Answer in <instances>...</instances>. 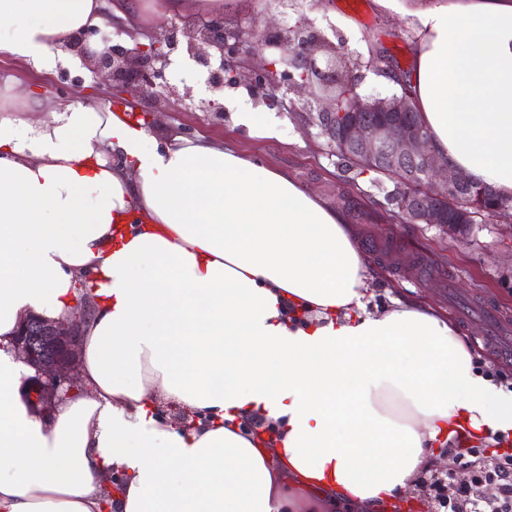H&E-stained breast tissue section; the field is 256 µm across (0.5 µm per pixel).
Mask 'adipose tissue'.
Here are the masks:
<instances>
[{
  "label": "adipose tissue",
  "mask_w": 512,
  "mask_h": 512,
  "mask_svg": "<svg viewBox=\"0 0 512 512\" xmlns=\"http://www.w3.org/2000/svg\"><path fill=\"white\" fill-rule=\"evenodd\" d=\"M407 87L431 152L512 198V0L417 15ZM100 0H0V53L53 70ZM0 117V512H381L439 439L512 429V392L433 310L368 313L347 217L205 140L30 95ZM91 313L81 379L51 416L21 395L19 315ZM171 401L200 414L181 428ZM261 414L273 443L244 431ZM123 488L107 498L113 474Z\"/></svg>",
  "instance_id": "obj_1"
}]
</instances>
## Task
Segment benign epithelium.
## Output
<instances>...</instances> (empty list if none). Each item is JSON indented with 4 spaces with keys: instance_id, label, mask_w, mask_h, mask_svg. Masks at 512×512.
Instances as JSON below:
<instances>
[{
    "instance_id": "benign-epithelium-1",
    "label": "benign epithelium",
    "mask_w": 512,
    "mask_h": 512,
    "mask_svg": "<svg viewBox=\"0 0 512 512\" xmlns=\"http://www.w3.org/2000/svg\"><path fill=\"white\" fill-rule=\"evenodd\" d=\"M108 23L116 35L126 34L130 43L115 44L110 36L96 38L100 28L95 25L72 33L64 49L76 55L98 83L109 85L115 104L128 97L176 93L164 76L175 53L206 68L208 84L218 93L224 92V75L234 83L246 69L254 104L270 107L277 101V92H291L302 98L311 124L330 147L352 148L399 174L408 188L391 203L412 223L441 224L448 234L460 236L467 230L465 215L462 210L448 209L450 192L466 191L475 205L492 199L491 188L448 171L430 152L424 128L409 120L415 108L408 97L391 101L356 95L339 104L334 95L327 99L318 95L316 86L330 91L342 75L336 69V56L323 46L322 33L316 29L300 23L263 30L253 22L229 27L221 12L201 25L187 17L178 32L162 25L146 44L115 20L110 18ZM258 32L264 36L260 44L253 39ZM257 49L272 51L274 60L260 67L252 65ZM214 59L219 61L216 68ZM89 315L87 303L79 301L66 318L49 320L34 312L19 318L13 349L35 371L27 379L26 391L37 405L59 400L75 387L81 328Z\"/></svg>"
}]
</instances>
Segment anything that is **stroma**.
I'll return each instance as SVG.
<instances>
[{"label":"stroma","instance_id":"1","mask_svg":"<svg viewBox=\"0 0 512 512\" xmlns=\"http://www.w3.org/2000/svg\"><path fill=\"white\" fill-rule=\"evenodd\" d=\"M336 2L297 0L295 6L288 7L281 0H240L237 19L245 24L256 20L288 26L305 21L345 51L364 59L381 55V67L401 72L411 66L418 40L411 13L439 0H396L390 9L367 0L371 16L367 26L341 12ZM166 74L177 88H189V97L137 98L134 122L162 146L180 136L202 137L232 148L269 168L288 172L298 184L344 211L373 276L370 312L382 311L391 299L399 297L448 318L452 315L448 290L453 287L471 303L493 304L512 326V288L501 282L503 270L512 265V223L491 218L458 237L449 236L436 224L407 223L386 197L391 182L375 184L369 176L356 177L339 166L317 128L307 125L298 101L289 100L277 107L279 124L270 137L236 123L232 112L220 114L212 109L213 104L227 98H247V85L217 94L201 67H193L188 77L171 68ZM77 78L84 81V88L74 87ZM93 83L92 73L74 56L64 58L55 71L44 72L0 55V110L27 122L41 118L40 113L22 106L29 92L47 87L53 102H82L87 98V86Z\"/></svg>","mask_w":512,"mask_h":512}]
</instances>
